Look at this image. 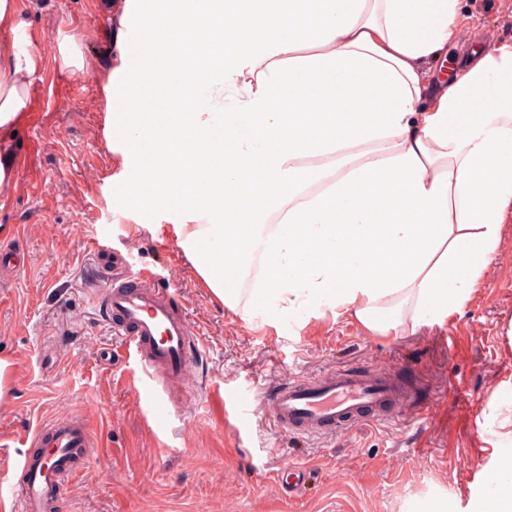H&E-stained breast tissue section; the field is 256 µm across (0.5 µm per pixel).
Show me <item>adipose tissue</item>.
<instances>
[{
  "mask_svg": "<svg viewBox=\"0 0 512 512\" xmlns=\"http://www.w3.org/2000/svg\"><path fill=\"white\" fill-rule=\"evenodd\" d=\"M207 16L192 96L185 59L148 50L156 106L113 119L130 214L170 216L214 296L272 323L331 310L377 336L462 314L512 212V42L465 66L462 0H125L123 28ZM42 55L0 44V144L30 111ZM252 276L249 300L241 283ZM471 512H512V448H496Z\"/></svg>",
  "mask_w": 512,
  "mask_h": 512,
  "instance_id": "1",
  "label": "adipose tissue"
}]
</instances>
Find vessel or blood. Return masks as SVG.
Returning <instances> with one entry per match:
<instances>
[{
	"instance_id": "vessel-or-blood-1",
	"label": "vessel or blood",
	"mask_w": 512,
	"mask_h": 512,
	"mask_svg": "<svg viewBox=\"0 0 512 512\" xmlns=\"http://www.w3.org/2000/svg\"><path fill=\"white\" fill-rule=\"evenodd\" d=\"M150 67L149 60H142L135 101H114L113 111L153 101ZM24 264L19 251L0 245V278L17 274ZM102 306L113 337L145 375L139 387L151 396L152 418L164 422L171 410L160 389L186 377L202 346L199 329L176 306L170 290L145 270L116 274ZM404 399L403 384L389 374L342 370L282 385L268 395L267 406L283 431L321 439L355 423H392ZM29 441L33 450L18 456L16 478L0 480V507L5 512H55L71 479L83 468L93 433L86 420L75 415L40 425Z\"/></svg>"
}]
</instances>
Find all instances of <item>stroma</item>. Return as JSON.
<instances>
[{
    "label": "stroma",
    "instance_id": "stroma-1",
    "mask_svg": "<svg viewBox=\"0 0 512 512\" xmlns=\"http://www.w3.org/2000/svg\"><path fill=\"white\" fill-rule=\"evenodd\" d=\"M32 48L47 64L35 81V123H22L11 155L32 164L0 189V242L28 257L0 280V358L15 387L0 398V434L84 416L96 433L91 465L71 481L57 512H466L490 465L483 425L512 378V216L462 315L441 327L381 337L332 313L275 324L243 319L221 303L177 246L163 216H126L107 146L105 97L124 0H21ZM469 40L443 68L464 65L484 40L512 41V0H463ZM72 36L81 69L59 65V34ZM79 85L74 103L55 85ZM39 151H31L32 142ZM162 276L202 333V355L171 386L172 415L156 427L131 385L139 368L118 358L99 310L116 254ZM349 368L391 372L408 389L403 422L359 423L307 440L281 432L263 402L293 378ZM299 466L297 486L279 472Z\"/></svg>",
    "mask_w": 512,
    "mask_h": 512
}]
</instances>
